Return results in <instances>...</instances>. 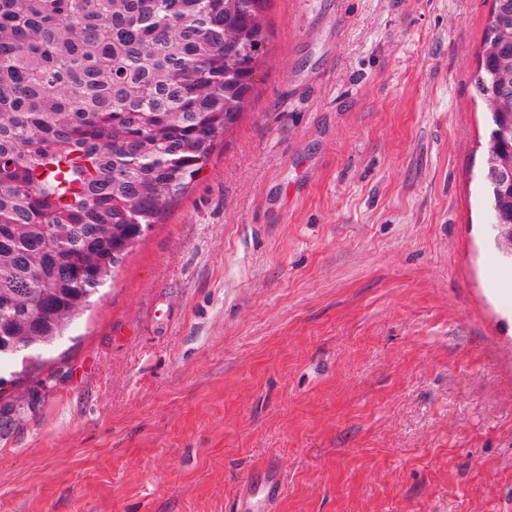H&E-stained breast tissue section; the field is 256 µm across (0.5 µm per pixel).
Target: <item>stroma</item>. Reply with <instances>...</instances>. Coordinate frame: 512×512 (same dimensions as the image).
Instances as JSON below:
<instances>
[{
    "mask_svg": "<svg viewBox=\"0 0 512 512\" xmlns=\"http://www.w3.org/2000/svg\"><path fill=\"white\" fill-rule=\"evenodd\" d=\"M492 0H269L190 189L35 362L0 512H512V265L481 185ZM284 490L280 470L275 465H266L237 483L229 512H272Z\"/></svg>",
    "mask_w": 512,
    "mask_h": 512,
    "instance_id": "35a3bbf8",
    "label": "stroma"
}]
</instances>
